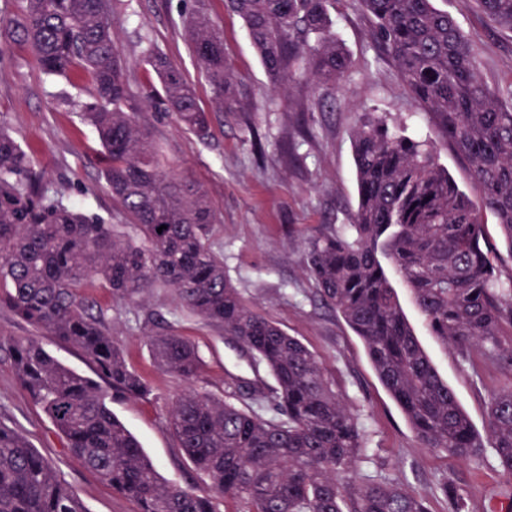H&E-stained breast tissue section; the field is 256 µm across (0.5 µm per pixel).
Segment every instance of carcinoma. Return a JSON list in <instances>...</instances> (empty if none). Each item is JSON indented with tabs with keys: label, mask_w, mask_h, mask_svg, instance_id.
Listing matches in <instances>:
<instances>
[{
	"label": "carcinoma",
	"mask_w": 512,
	"mask_h": 512,
	"mask_svg": "<svg viewBox=\"0 0 512 512\" xmlns=\"http://www.w3.org/2000/svg\"><path fill=\"white\" fill-rule=\"evenodd\" d=\"M330 0H224L239 16L270 82L300 73L317 86H343L350 60L332 30ZM492 23L512 31V0H476ZM375 49L461 158L462 189L437 159L434 142L364 112L352 130L358 202L342 230L319 229L304 252L321 301L364 343L374 371L422 447L460 461L493 448L508 494L487 512H512V385L493 395L487 443L439 377L408 323L383 263L412 293L432 334L462 365L491 363L512 376V276L503 281L485 246L492 213L512 254V85L489 86L475 44L435 0H356ZM16 25L51 77L83 76L93 99L81 117L103 148L101 174L137 240L49 194L30 154L0 127V307L81 352L95 377L77 373L34 336L0 340L19 387L52 421L67 450L139 512H427L418 494L359 477L365 433L317 357L258 314L224 276L210 237L216 214L206 189L170 168L151 136L126 62L113 37L114 0H16ZM185 38L214 92V111L244 110L242 82L224 56V35L199 8L183 17ZM160 101L203 140L210 115L194 85L166 55L150 50ZM166 226L157 232L160 226ZM98 282L120 299L170 287L192 315L224 330L248 353L256 376L247 404L191 386L201 370L183 336L149 339L155 364L190 384L171 403L170 427L205 480L197 493L166 482L138 439L112 412L116 398L150 391L127 364L102 311L81 295ZM449 512H465L462 490L441 485ZM0 512H86L72 486L19 432L0 424Z\"/></svg>",
	"instance_id": "1"
}]
</instances>
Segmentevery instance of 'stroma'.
<instances>
[{"mask_svg": "<svg viewBox=\"0 0 512 512\" xmlns=\"http://www.w3.org/2000/svg\"><path fill=\"white\" fill-rule=\"evenodd\" d=\"M224 32L227 61L247 93L246 109L227 117L212 109L213 90L196 66L184 37L180 0H116L115 43L139 97L158 86L145 61L148 50L164 53L196 86L199 105L211 113L210 136L198 140L160 105L146 116L171 167L202 184L217 214L212 246L224 259L227 278L245 302L300 339L319 359L337 395L364 423L368 458L365 478L396 482L426 496L430 512H448L439 484L454 479L468 512H486L491 494L503 489L492 448L463 463L420 447L389 393L378 380L362 341L315 292L304 263L307 238L318 227L339 229L357 204L350 132L359 113L378 112L406 134L438 139L437 130L401 85L389 60L377 56L369 26L352 0H334L333 29L346 50L350 72L336 92L334 108L319 109L327 95L294 77L273 89L243 21L224 0H204ZM483 47L481 70L489 83L512 81V32L476 9L473 0H436ZM92 97L88 81L54 78L40 71L13 26L0 27V127L30 153L34 169L64 203L105 217L117 233L136 231L100 177L101 145L80 111ZM404 312L440 378L447 382L477 431H484L490 398L512 384L494 366L463 368L454 349L432 336L413 296L393 277ZM85 296L102 308L129 364L149 384L148 400H116L112 410L141 442L162 478L199 492L207 485L188 461L170 429L168 409L186 384L155 367L149 337L179 334L194 342L204 361L196 389L222 398L230 377L253 381L248 357L222 329L190 315L169 288L144 297L113 298L101 286ZM0 421L27 436L80 496L87 512H138L133 499L110 485L62 448L48 416L20 390L9 364L0 363Z\"/></svg>", "mask_w": 512, "mask_h": 512, "instance_id": "stroma-1", "label": "stroma"}]
</instances>
